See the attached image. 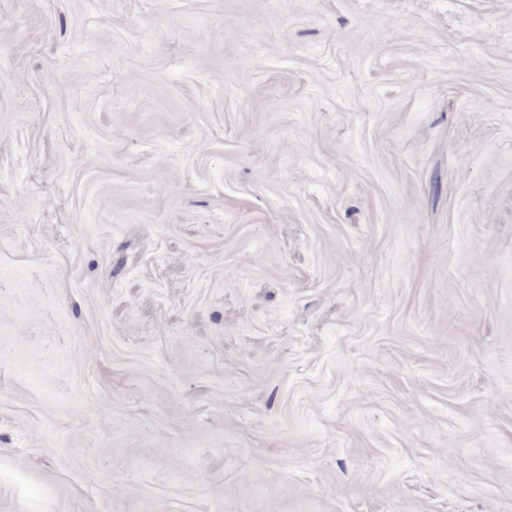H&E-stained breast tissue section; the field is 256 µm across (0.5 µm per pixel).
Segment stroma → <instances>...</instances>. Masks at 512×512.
Masks as SVG:
<instances>
[{"label":"stroma","mask_w":512,"mask_h":512,"mask_svg":"<svg viewBox=\"0 0 512 512\" xmlns=\"http://www.w3.org/2000/svg\"><path fill=\"white\" fill-rule=\"evenodd\" d=\"M0 512H512V0H0Z\"/></svg>","instance_id":"obj_1"}]
</instances>
